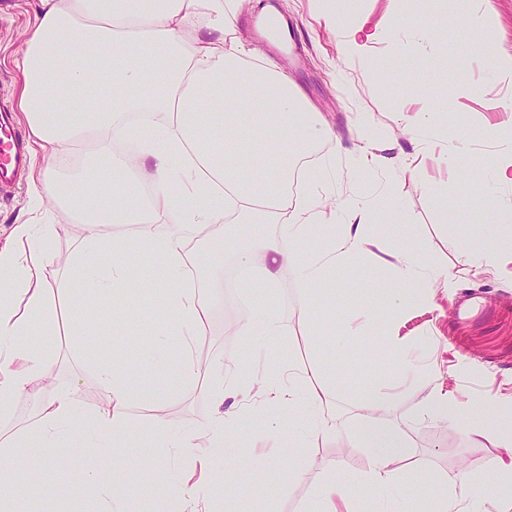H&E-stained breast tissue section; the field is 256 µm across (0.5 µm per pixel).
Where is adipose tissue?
Masks as SVG:
<instances>
[{
  "label": "adipose tissue",
  "instance_id": "obj_1",
  "mask_svg": "<svg viewBox=\"0 0 512 512\" xmlns=\"http://www.w3.org/2000/svg\"><path fill=\"white\" fill-rule=\"evenodd\" d=\"M234 2L39 0L17 60L23 76L20 109L46 163L84 140L93 143L98 156L76 173L75 178L92 184L81 196L72 195L66 177L48 174L31 184L33 206L51 202L70 207L85 225V241L68 260L84 297L137 288L132 266L136 254L152 255L161 269L155 282L160 339L145 350L141 383L132 385L117 361L97 359L94 373L107 391L103 407L86 409L76 387L60 386L40 408L46 466H55L60 448L72 434H81L88 458L86 482L116 495L124 491L120 471L100 469L95 459L119 447L135 405L176 396L163 371L170 345H177L182 355L181 384L201 375L190 353L209 312L200 293L207 282L189 274L185 232L223 224L228 201L236 205L237 223L279 225L278 234L262 248H238L236 258L243 265L262 263L271 280L283 267H291L300 295L294 317L300 322L310 319L330 271L356 266L370 243L366 216L353 203L329 207L310 198L295 204L291 182L301 179L317 186L329 177L326 169L301 168L297 162L331 137L332 129L275 63L246 64L235 35ZM88 45L111 63L93 84L85 70L83 49ZM74 95L84 102V111L68 109ZM140 112L159 114L160 120L134 155L116 153V145L131 133L128 116ZM114 224H132L136 230L108 233ZM396 226V278L425 281L433 288L448 283L450 271L433 276L422 271V242L413 225L400 219ZM303 238L316 239L312 252L295 249V241ZM55 258L47 224L16 225L0 245V422L12 416L30 388L50 376L52 348L33 346L30 339L55 334L48 301L51 285L45 276ZM209 376L216 405L245 395L273 426L278 423L274 408L304 404L311 417L297 447H314L334 427L327 409L336 392L324 378L267 383L244 376L228 382L220 368ZM393 403V394L373 391L362 404L360 440L371 456L363 488L378 499L396 483L393 464L401 438L385 419ZM233 419V413L225 412L214 423L187 432L156 419L148 435L149 466L186 448L206 451L197 470L181 478L185 505L197 503L216 480L240 482L239 472L220 465L223 429ZM466 434L470 442L504 449L505 454L490 466L492 483L460 475L435 512H480L482 499L493 495L512 503V432L482 426L468 428Z\"/></svg>",
  "mask_w": 512,
  "mask_h": 512
}]
</instances>
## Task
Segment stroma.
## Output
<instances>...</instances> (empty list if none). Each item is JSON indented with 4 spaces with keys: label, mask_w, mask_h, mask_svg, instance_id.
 Returning <instances> with one entry per match:
<instances>
[{
    "label": "stroma",
    "mask_w": 512,
    "mask_h": 512,
    "mask_svg": "<svg viewBox=\"0 0 512 512\" xmlns=\"http://www.w3.org/2000/svg\"><path fill=\"white\" fill-rule=\"evenodd\" d=\"M274 2L292 22L301 39L297 57L285 61L292 75L334 133L322 141L318 159L335 172L322 195L335 202L351 200L370 214L386 209L403 214L423 242L422 261L428 271L452 270L447 287L429 288L395 280L388 263L389 244L375 240L361 270L336 268L330 274L334 299H321L307 325L289 320L299 301L291 269H283L276 285H269L260 266L246 273L247 285L231 287L230 269L237 262L225 251L224 265L215 269L219 285L210 289L211 318L194 338L193 357L208 365L224 362L253 376L268 368L293 367L306 376L324 366L325 351L336 345V368L329 378L336 387L333 412L336 427L316 447L295 448V429L304 425V406L277 412L280 436L268 449L269 461L252 463L256 446L266 441L269 428L249 398L238 396V413L224 433L223 462L242 473L238 486L216 481L198 512H305L313 489L327 474L357 488L355 512H374L377 503L359 485L370 465L359 434L365 417L366 394L386 388L398 377L397 367L383 356L386 331L369 325L364 313L386 305L387 292L399 287L416 293L414 304L402 313L395 331L419 352L432 372L417 377L394 402L389 418L406 437L395 468L400 484L420 495L415 512H427L432 501L452 487L459 469L477 479L488 475L490 448L469 442L465 428L489 423L512 430V261L498 263L492 273L469 265L450 240L482 234L495 243L503 227L494 213L480 214L482 196L495 197L512 209V185L498 182L492 163L512 151V0H447L456 22L434 34L426 18L438 9L437 0H360L358 21L370 40L364 53L339 52L335 30L326 16L336 0H253L239 12L237 35L243 45L257 48L251 19L257 7ZM37 0H0V101L17 105L21 75L16 59L26 31L35 21ZM433 112L427 125H397L398 113ZM498 135L485 137V129ZM382 156L378 168L367 167L364 149ZM484 166L467 168L470 156ZM29 185L21 183L0 196V243L17 224L54 227L58 264L46 276L56 314L52 385H74L85 407L104 405L107 393L88 363L93 349L120 346L129 373H136L140 355L152 341L150 314L158 300L144 287L123 296L100 295L85 300L66 263L77 252L84 226L64 206L30 208ZM276 297L285 330L265 347L256 348L237 326L239 318L268 297ZM82 305L95 328L81 347H73V305ZM442 391L463 404L456 423L421 417V393ZM46 393L34 388L20 400L13 416L0 423V433H25L27 446L20 463L10 465L13 485L22 494L24 512H112V494L89 490L85 484L86 458L80 443L63 448V465L46 468L39 434L40 403ZM175 427L194 429L214 422L218 409L211 399L210 381L200 378L179 395L158 406L143 404L131 411L124 448L101 456L100 467L123 471L127 512H155L157 496L176 491L180 473L199 451L190 448L145 474L140 432L157 416Z\"/></svg>",
    "instance_id": "stroma-1"
}]
</instances>
